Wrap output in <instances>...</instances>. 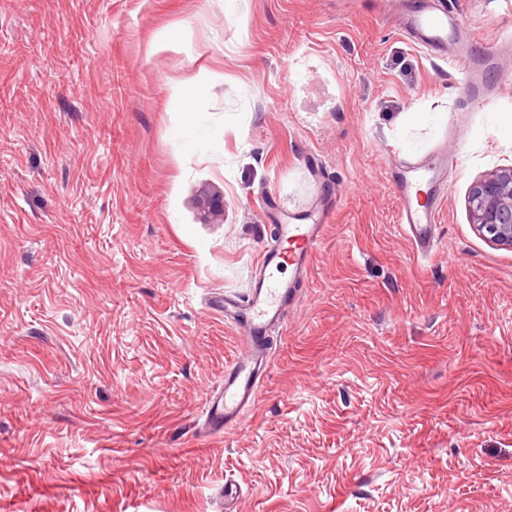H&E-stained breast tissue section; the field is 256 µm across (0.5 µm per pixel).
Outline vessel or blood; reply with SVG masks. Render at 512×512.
<instances>
[{
    "label": "vessel or blood",
    "instance_id": "obj_1",
    "mask_svg": "<svg viewBox=\"0 0 512 512\" xmlns=\"http://www.w3.org/2000/svg\"><path fill=\"white\" fill-rule=\"evenodd\" d=\"M459 19L445 11H434L419 5L406 13L403 29L422 46L439 49L448 40V33ZM419 163H405L396 179L398 189L397 222L413 239L420 254H429L436 246L439 205L427 208L415 206L412 197L413 173ZM323 226L283 224L278 228L281 243L264 249L258 262L254 286L246 300L229 299L225 305L236 315L243 333L236 357L224 369V380L210 400L207 430L221 432L238 425L251 412L258 400L264 376L270 366V332L284 325L285 310L296 295L289 282L277 276L280 267L287 266L298 275H307L312 256L319 245Z\"/></svg>",
    "mask_w": 512,
    "mask_h": 512
}]
</instances>
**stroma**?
Segmentation results:
<instances>
[{"label":"stroma","instance_id":"1","mask_svg":"<svg viewBox=\"0 0 512 512\" xmlns=\"http://www.w3.org/2000/svg\"><path fill=\"white\" fill-rule=\"evenodd\" d=\"M380 2L0 0V512H512V248L467 205L512 167V0H436L440 56ZM449 155L422 257L393 177ZM311 214L255 408L201 431L225 296Z\"/></svg>","mask_w":512,"mask_h":512}]
</instances>
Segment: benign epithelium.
Segmentation results:
<instances>
[{
    "instance_id": "7a95c632",
    "label": "benign epithelium",
    "mask_w": 512,
    "mask_h": 512,
    "mask_svg": "<svg viewBox=\"0 0 512 512\" xmlns=\"http://www.w3.org/2000/svg\"><path fill=\"white\" fill-rule=\"evenodd\" d=\"M471 222L487 240L512 248V167L478 179L470 188Z\"/></svg>"
}]
</instances>
